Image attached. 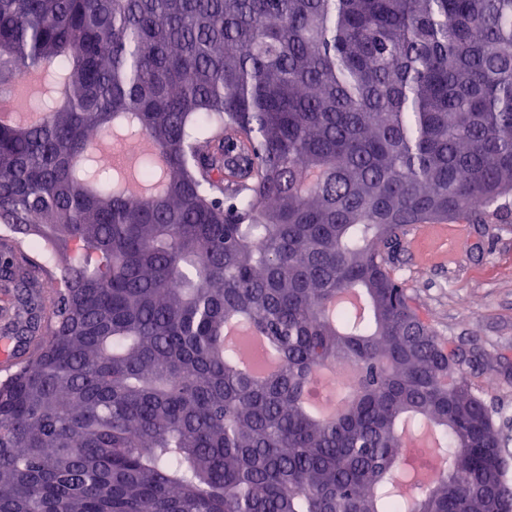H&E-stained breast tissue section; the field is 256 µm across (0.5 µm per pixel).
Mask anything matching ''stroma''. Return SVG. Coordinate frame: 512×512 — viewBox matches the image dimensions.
<instances>
[{"label": "stroma", "mask_w": 512, "mask_h": 512, "mask_svg": "<svg viewBox=\"0 0 512 512\" xmlns=\"http://www.w3.org/2000/svg\"><path fill=\"white\" fill-rule=\"evenodd\" d=\"M460 235L469 242L462 250ZM399 271L421 318L483 356L471 380L512 438V223L413 225Z\"/></svg>", "instance_id": "35a3bbf8"}]
</instances>
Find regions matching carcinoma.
Masks as SVG:
<instances>
[{
  "label": "carcinoma",
  "mask_w": 512,
  "mask_h": 512,
  "mask_svg": "<svg viewBox=\"0 0 512 512\" xmlns=\"http://www.w3.org/2000/svg\"><path fill=\"white\" fill-rule=\"evenodd\" d=\"M32 73L39 119L0 122V512H512L472 360L396 265L412 224L512 210V0H0V90ZM235 320L277 371L237 367Z\"/></svg>",
  "instance_id": "1"
}]
</instances>
